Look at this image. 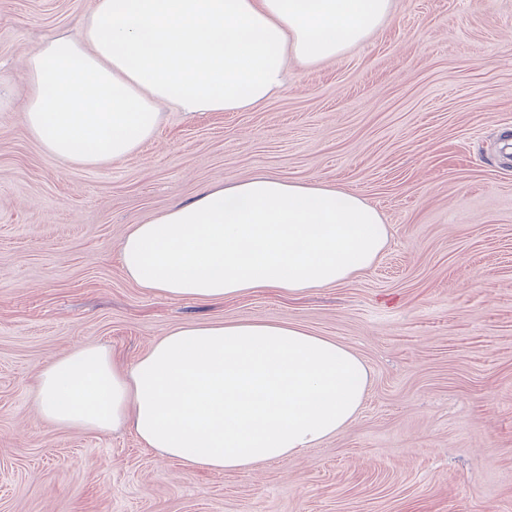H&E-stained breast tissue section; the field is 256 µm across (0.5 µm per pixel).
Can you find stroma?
<instances>
[{
	"label": "stroma",
	"mask_w": 512,
	"mask_h": 512,
	"mask_svg": "<svg viewBox=\"0 0 512 512\" xmlns=\"http://www.w3.org/2000/svg\"><path fill=\"white\" fill-rule=\"evenodd\" d=\"M94 0H0V74ZM0 512H512V0H392L344 56L289 64L246 112L162 106L127 159L70 168L0 86ZM321 182L382 214L369 269L291 295L173 301L125 274L122 239L207 185ZM290 322L354 351L363 406L252 473L191 470L127 430L46 421L37 367L82 344L126 365L171 329Z\"/></svg>",
	"instance_id": "35a3bbf8"
}]
</instances>
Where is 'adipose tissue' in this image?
I'll list each match as a JSON object with an SVG mask.
<instances>
[{
  "label": "adipose tissue",
  "mask_w": 512,
  "mask_h": 512,
  "mask_svg": "<svg viewBox=\"0 0 512 512\" xmlns=\"http://www.w3.org/2000/svg\"><path fill=\"white\" fill-rule=\"evenodd\" d=\"M392 0H94L75 33L22 60L24 126L68 165L122 161L151 140L162 105L241 112L283 92L289 63L342 57ZM360 196L269 174L202 189L129 227V279L177 301L340 284L385 249ZM40 414L61 427L124 428L191 469L248 473L351 423L368 371L349 348L286 322L184 325L121 366L80 345L36 371Z\"/></svg>",
  "instance_id": "1"
}]
</instances>
